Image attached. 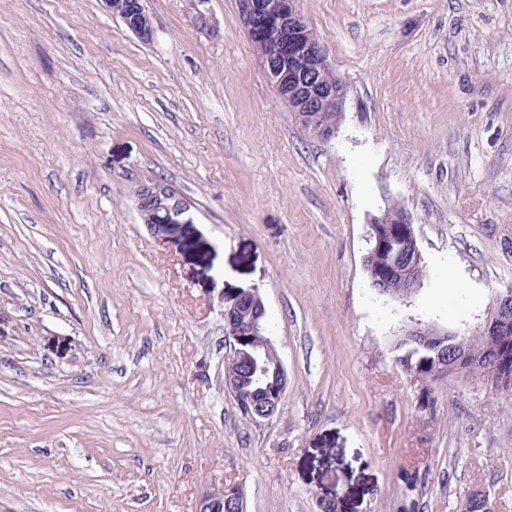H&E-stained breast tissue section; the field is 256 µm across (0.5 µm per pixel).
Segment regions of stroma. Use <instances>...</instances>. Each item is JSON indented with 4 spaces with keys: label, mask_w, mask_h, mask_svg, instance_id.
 <instances>
[{
    "label": "stroma",
    "mask_w": 512,
    "mask_h": 512,
    "mask_svg": "<svg viewBox=\"0 0 512 512\" xmlns=\"http://www.w3.org/2000/svg\"><path fill=\"white\" fill-rule=\"evenodd\" d=\"M0 0V512H512V397L424 384L392 342L459 331L512 286V0H304L348 83L323 142L264 78L236 0ZM163 180L192 224L152 237ZM400 201L427 278L363 267ZM258 292L288 385L255 425L224 391L222 306ZM105 11L122 23L143 42L155 35L154 26L142 0H100ZM141 224L152 237L162 239L175 224H190V204L160 180L139 183L133 192ZM229 497L236 499L239 503L240 509L237 512H244L243 498L239 487L235 483H224V476H215L211 479L209 487L200 495L196 512H223L224 500Z\"/></svg>",
    "instance_id": "1"
}]
</instances>
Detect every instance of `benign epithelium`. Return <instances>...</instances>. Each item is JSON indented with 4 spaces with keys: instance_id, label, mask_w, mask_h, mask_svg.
Wrapping results in <instances>:
<instances>
[{
    "instance_id": "obj_1",
    "label": "benign epithelium",
    "mask_w": 512,
    "mask_h": 512,
    "mask_svg": "<svg viewBox=\"0 0 512 512\" xmlns=\"http://www.w3.org/2000/svg\"><path fill=\"white\" fill-rule=\"evenodd\" d=\"M105 11L122 23L140 40L149 42L154 26L142 0H101ZM241 23L248 37L261 46L258 54L266 80L287 104L292 115L308 125L312 137L329 141L336 136L340 124L322 118L324 112L344 116L349 93L348 83L329 64L320 41L311 36L312 26L303 9L302 0H237ZM140 221L158 239L168 235L175 224H189L190 204L174 189L160 180L139 183L133 192ZM370 248L367 256L375 259L389 249L407 256V261L384 265L376 263L370 277L387 287L395 282L408 288L417 286L420 278V250L414 224L407 210L393 220L375 216L370 220ZM498 316L483 323L481 332L494 337L512 335V287L496 298ZM224 318V363L248 356L250 374L270 379L272 405L267 410L248 415L255 424L275 418L283 407L287 372L282 359H276L274 370L263 359L275 355L277 349L266 323V308L255 292L242 293L221 312ZM453 354L448 359V379L461 380L467 370L492 368L494 383L505 386L512 382V344L502 341L498 349L481 356L455 331L448 332ZM249 377L235 374L223 376L224 392L236 400L237 406L250 405ZM232 497L243 503L239 487L227 484L224 477L211 479L200 495L196 512H221L224 500Z\"/></svg>"
}]
</instances>
